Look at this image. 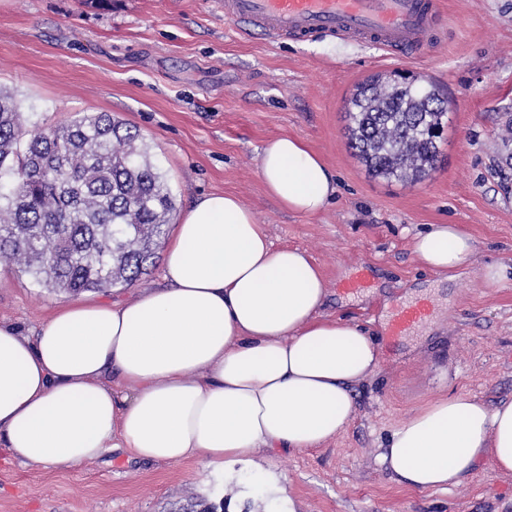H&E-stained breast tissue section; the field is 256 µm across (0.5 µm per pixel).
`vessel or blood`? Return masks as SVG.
<instances>
[{
    "label": "vessel or blood",
    "instance_id": "vessel-or-blood-1",
    "mask_svg": "<svg viewBox=\"0 0 512 512\" xmlns=\"http://www.w3.org/2000/svg\"><path fill=\"white\" fill-rule=\"evenodd\" d=\"M436 12L435 0H224L225 17L273 40L333 34L411 57L429 45ZM428 314L424 304L403 307L392 335H405Z\"/></svg>",
    "mask_w": 512,
    "mask_h": 512
}]
</instances>
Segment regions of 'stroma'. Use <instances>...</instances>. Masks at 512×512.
<instances>
[{"mask_svg": "<svg viewBox=\"0 0 512 512\" xmlns=\"http://www.w3.org/2000/svg\"><path fill=\"white\" fill-rule=\"evenodd\" d=\"M434 39L405 57L330 35L242 36L220 0H0V87L26 125L109 112L140 132L176 197L174 221L210 193L250 208L275 246L305 251L323 274L327 318L361 324L382 350L353 389L345 432L321 447L260 453L245 465L158 464L106 452L77 468L23 466L0 447V512H512V475L484 458L456 487L400 485L378 456L392 432L435 400L512 399V0H438ZM401 70L448 97L435 169L410 185L372 177L348 144L346 101L375 74ZM291 135L338 182L319 214L283 209L260 176L263 149ZM430 224L470 235L477 264L455 279L422 266L413 239ZM368 285H344L357 271ZM67 293L0 275V320L24 335ZM423 301L427 319L391 337L394 313Z\"/></svg>", "mask_w": 512, "mask_h": 512, "instance_id": "obj_1", "label": "stroma"}]
</instances>
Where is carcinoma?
<instances>
[{"mask_svg": "<svg viewBox=\"0 0 512 512\" xmlns=\"http://www.w3.org/2000/svg\"><path fill=\"white\" fill-rule=\"evenodd\" d=\"M447 100L377 77L347 103L350 144L376 177L419 182L440 153ZM175 195L139 133L106 112L25 127L0 90V266L52 291L126 287L153 264Z\"/></svg>", "mask_w": 512, "mask_h": 512, "instance_id": "cac0c4a2", "label": "carcinoma"}]
</instances>
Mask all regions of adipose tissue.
I'll use <instances>...</instances> for the list:
<instances>
[{
    "instance_id": "obj_1",
    "label": "adipose tissue",
    "mask_w": 512,
    "mask_h": 512,
    "mask_svg": "<svg viewBox=\"0 0 512 512\" xmlns=\"http://www.w3.org/2000/svg\"><path fill=\"white\" fill-rule=\"evenodd\" d=\"M259 170L293 212L319 213L336 192L321 156L293 136L271 141ZM413 251L442 274L476 256L454 224L430 225ZM163 279L130 302L62 304L31 338L0 321V446L16 462L68 469L123 448L159 464L228 466L346 430L352 388L381 353L365 328L322 316L327 284L305 252L274 247L235 195L212 193L176 225ZM485 457L512 475V400L435 401L379 461L400 484L447 490Z\"/></svg>"
}]
</instances>
